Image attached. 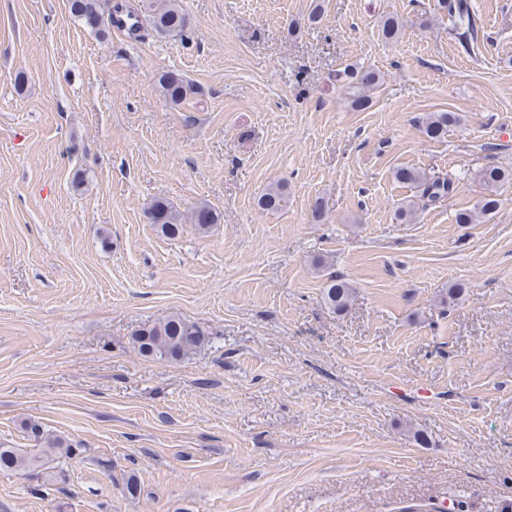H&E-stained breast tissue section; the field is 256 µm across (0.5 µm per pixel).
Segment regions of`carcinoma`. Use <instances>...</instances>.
I'll return each instance as SVG.
<instances>
[{
	"instance_id": "cac0c4a2",
	"label": "carcinoma",
	"mask_w": 512,
	"mask_h": 512,
	"mask_svg": "<svg viewBox=\"0 0 512 512\" xmlns=\"http://www.w3.org/2000/svg\"><path fill=\"white\" fill-rule=\"evenodd\" d=\"M154 29L165 36H182L187 30V18L179 0H156L151 4ZM438 9L448 16L451 30L459 35L465 49L472 48L477 42V29L471 7L467 0H438ZM71 11L75 17L92 28L97 27L100 14L96 0H71ZM353 102L359 107L367 103V92L377 82L373 72L351 73ZM159 89L163 98L171 104L178 105L194 94L191 84L173 72L160 76ZM459 122V117L452 112H437L430 115L424 132L431 139L444 137L448 126ZM394 178L403 183H416L422 187V197L436 201L450 194L453 190L452 179L428 180L409 168H398ZM476 178L486 187L487 194L473 211H462L456 215V223L472 224L481 215L492 214L499 205L497 187L512 179V173L499 168H485L477 172ZM151 223L160 228L162 234L175 237L180 233L182 217L164 202L156 203L149 212ZM189 220L201 231L219 222L217 212L206 204L198 205L190 214ZM352 296V286L346 280L331 276L322 292L325 304L338 312L343 310ZM203 333L195 324H189L176 316H168L151 325L141 327L132 333V342L138 353L149 359L179 360L189 355L202 342ZM25 431L35 440L46 444L43 455H28L17 448H0V469L10 471H30L41 467L43 457L66 456L70 448L64 447L60 439H51L44 435L42 426L29 421Z\"/></svg>"
}]
</instances>
